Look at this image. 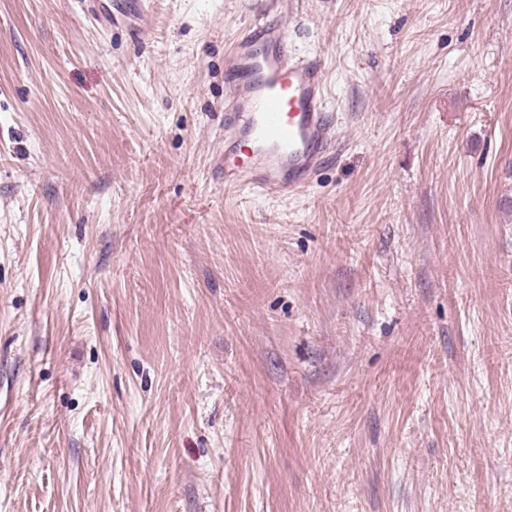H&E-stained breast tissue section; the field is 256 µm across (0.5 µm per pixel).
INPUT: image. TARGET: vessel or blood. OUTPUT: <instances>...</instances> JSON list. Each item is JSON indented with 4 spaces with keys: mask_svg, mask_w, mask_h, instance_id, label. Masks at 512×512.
<instances>
[{
    "mask_svg": "<svg viewBox=\"0 0 512 512\" xmlns=\"http://www.w3.org/2000/svg\"><path fill=\"white\" fill-rule=\"evenodd\" d=\"M224 184L282 195L309 183L335 143L319 61L295 58L277 20L252 21L225 60Z\"/></svg>",
    "mask_w": 512,
    "mask_h": 512,
    "instance_id": "1",
    "label": "vessel or blood"
}]
</instances>
